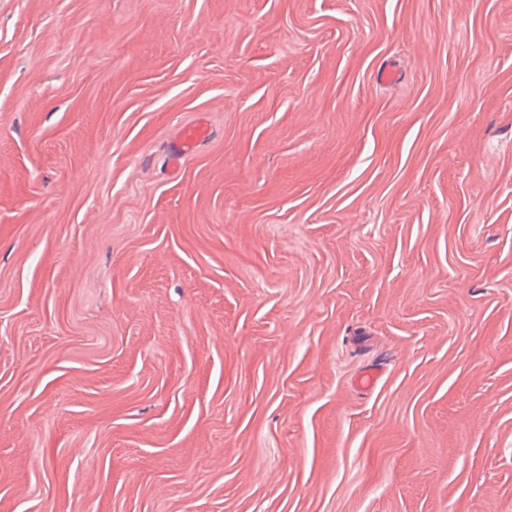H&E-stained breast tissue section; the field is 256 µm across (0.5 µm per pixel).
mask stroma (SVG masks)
<instances>
[{"mask_svg":"<svg viewBox=\"0 0 512 512\" xmlns=\"http://www.w3.org/2000/svg\"><path fill=\"white\" fill-rule=\"evenodd\" d=\"M0 512H512V0H0ZM208 134V127L201 123H192L185 126L170 151L169 166L174 170L178 169L196 144L207 137Z\"/></svg>","mask_w":512,"mask_h":512,"instance_id":"1","label":"stroma"}]
</instances>
